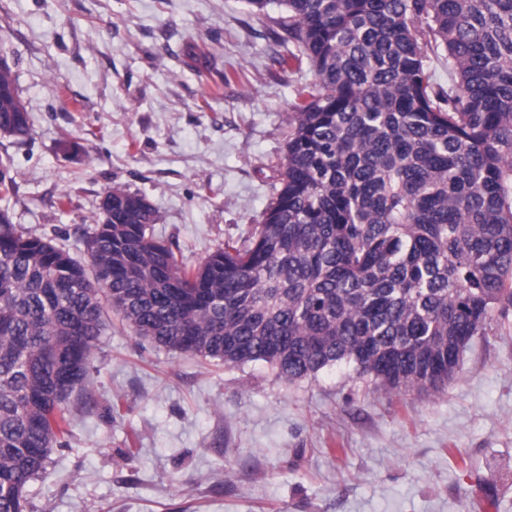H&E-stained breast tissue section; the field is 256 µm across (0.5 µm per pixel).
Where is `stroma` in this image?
I'll use <instances>...</instances> for the list:
<instances>
[{
	"instance_id": "1",
	"label": "stroma",
	"mask_w": 512,
	"mask_h": 512,
	"mask_svg": "<svg viewBox=\"0 0 512 512\" xmlns=\"http://www.w3.org/2000/svg\"><path fill=\"white\" fill-rule=\"evenodd\" d=\"M281 16L244 0H0V55L31 117L29 136L0 135L13 223L83 261L102 196L121 187L194 265L262 223L313 78L274 43ZM194 50L211 72L191 67ZM89 390L27 512H512V324L474 337L427 396L343 366L285 385L261 361L155 346L111 312Z\"/></svg>"
}]
</instances>
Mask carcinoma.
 Listing matches in <instances>:
<instances>
[{
	"label": "carcinoma",
	"mask_w": 512,
	"mask_h": 512,
	"mask_svg": "<svg viewBox=\"0 0 512 512\" xmlns=\"http://www.w3.org/2000/svg\"><path fill=\"white\" fill-rule=\"evenodd\" d=\"M245 3L284 10L274 42L313 72L248 236L190 265L154 238L144 196L112 188L85 265L0 211V512H25L71 397L90 405L107 307L159 347L263 361L286 385L344 363L420 395L512 312V0ZM29 130L6 63L0 134ZM11 164L0 155V200Z\"/></svg>",
	"instance_id": "carcinoma-1"
}]
</instances>
